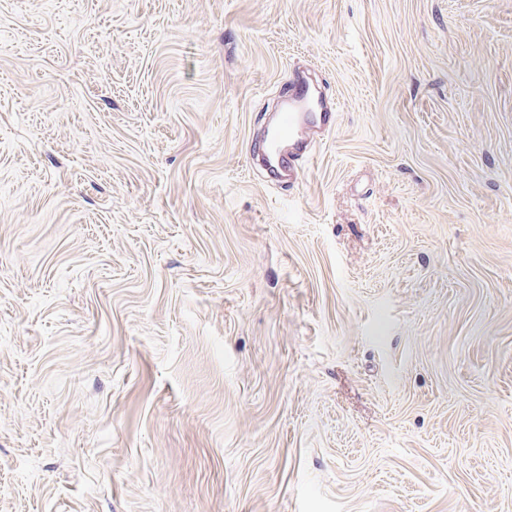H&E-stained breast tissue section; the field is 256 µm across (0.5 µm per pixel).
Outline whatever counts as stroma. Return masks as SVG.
<instances>
[{
  "mask_svg": "<svg viewBox=\"0 0 512 512\" xmlns=\"http://www.w3.org/2000/svg\"><path fill=\"white\" fill-rule=\"evenodd\" d=\"M0 512H512V0H0ZM290 82L264 155L279 173L296 178L301 164L313 155L314 138L333 130L336 113L307 74L294 71Z\"/></svg>",
  "mask_w": 512,
  "mask_h": 512,
  "instance_id": "stroma-1",
  "label": "stroma"
}]
</instances>
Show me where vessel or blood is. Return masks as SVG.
<instances>
[{"mask_svg": "<svg viewBox=\"0 0 512 512\" xmlns=\"http://www.w3.org/2000/svg\"><path fill=\"white\" fill-rule=\"evenodd\" d=\"M335 122L333 107L311 77L295 71L273 133L265 142L264 155L279 173L297 177L301 164L314 152L315 138L330 133Z\"/></svg>", "mask_w": 512, "mask_h": 512, "instance_id": "1", "label": "vessel or blood"}]
</instances>
